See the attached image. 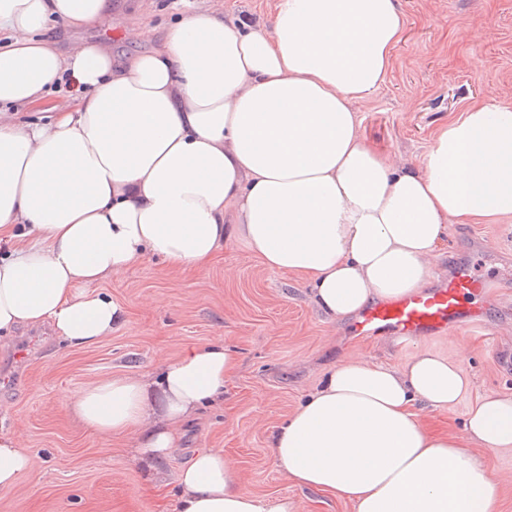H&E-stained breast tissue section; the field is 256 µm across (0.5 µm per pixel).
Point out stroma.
I'll use <instances>...</instances> for the list:
<instances>
[{"mask_svg":"<svg viewBox=\"0 0 512 512\" xmlns=\"http://www.w3.org/2000/svg\"><path fill=\"white\" fill-rule=\"evenodd\" d=\"M203 0H112L107 24L52 29L69 54L83 42H107L113 59L150 49L162 29L196 12ZM405 20L384 83L356 103L362 140L375 152L419 168L434 133L477 100L512 101V0H398ZM142 26L144 39L105 36L106 25ZM485 280L489 330L473 328L417 337L349 336L314 304L293 276L266 268L238 238L225 240L200 272L166 273L150 257L105 280L103 290L125 311L121 325L96 346L77 348L47 325L19 327L0 345V431L33 459L13 489L0 490V512H175L177 476L198 448L223 450L242 486L259 496L285 497L294 512H354L351 503L294 484L277 471L273 432L336 366L367 360L401 366L428 349L458 361L472 386L448 411L417 407L435 436L463 438L469 407L482 395L512 396V218L499 224H452L433 281L464 264ZM219 341L237 348L240 364L224 383V397L198 411L184 439L148 474L132 436L95 434L68 415L66 404L87 382L117 374L155 372L189 349ZM469 450L501 484L491 512H512V447Z\"/></svg>","mask_w":512,"mask_h":512,"instance_id":"stroma-1","label":"stroma"}]
</instances>
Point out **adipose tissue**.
I'll return each mask as SVG.
<instances>
[{"label":"adipose tissue","instance_id":"1","mask_svg":"<svg viewBox=\"0 0 512 512\" xmlns=\"http://www.w3.org/2000/svg\"><path fill=\"white\" fill-rule=\"evenodd\" d=\"M109 9L0 0V106L66 80L76 91L47 122L0 113V340L48 322L70 346H95L124 315L99 282L149 256L201 269L230 236L268 269L302 276L340 319L421 292L449 224L512 216L511 101L467 106L416 170L362 141L354 105L385 81L404 29L397 0H275L253 23L202 7L119 62L99 42L62 54L48 35ZM238 365L236 349L214 342L156 376L89 382L67 406L96 434L134 435L162 458ZM469 385L459 362L426 349L399 368L341 364L274 433V464L355 512H490V472L414 412L454 407ZM465 428L511 448L512 398L483 396ZM32 466L0 433V490ZM178 485L177 512L294 510L244 489L216 448L196 450Z\"/></svg>","mask_w":512,"mask_h":512}]
</instances>
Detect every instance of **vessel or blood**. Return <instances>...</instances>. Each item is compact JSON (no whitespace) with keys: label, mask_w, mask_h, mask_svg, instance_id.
Returning <instances> with one entry per match:
<instances>
[{"label":"vessel or blood","mask_w":512,"mask_h":512,"mask_svg":"<svg viewBox=\"0 0 512 512\" xmlns=\"http://www.w3.org/2000/svg\"><path fill=\"white\" fill-rule=\"evenodd\" d=\"M488 309L482 281L462 266L434 288L367 305L350 323L349 333L359 338L391 335L405 340L433 336L483 322Z\"/></svg>","instance_id":"b4317fda"}]
</instances>
